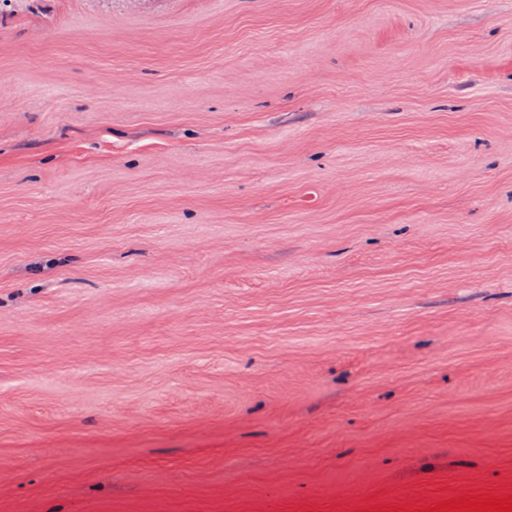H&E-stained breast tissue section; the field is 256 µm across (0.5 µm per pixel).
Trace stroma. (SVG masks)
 <instances>
[{
  "label": "stroma",
  "mask_w": 512,
  "mask_h": 512,
  "mask_svg": "<svg viewBox=\"0 0 512 512\" xmlns=\"http://www.w3.org/2000/svg\"><path fill=\"white\" fill-rule=\"evenodd\" d=\"M512 490V0L0 5V512Z\"/></svg>",
  "instance_id": "obj_1"
}]
</instances>
